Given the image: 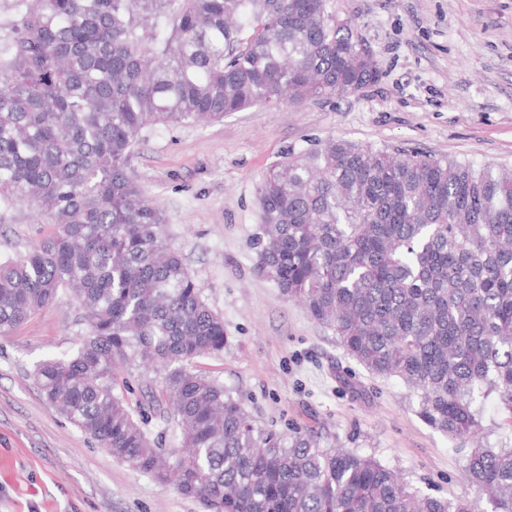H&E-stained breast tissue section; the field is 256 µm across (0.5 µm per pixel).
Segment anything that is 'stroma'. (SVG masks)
Masks as SVG:
<instances>
[{
	"label": "stroma",
	"instance_id": "stroma-1",
	"mask_svg": "<svg viewBox=\"0 0 512 512\" xmlns=\"http://www.w3.org/2000/svg\"><path fill=\"white\" fill-rule=\"evenodd\" d=\"M329 10L372 51L377 82L206 125L143 130L129 172L224 317V352L199 359L200 370L264 428L311 430L375 456L422 492L471 498L461 441L425 424L403 383L369 374L260 274L258 189L288 154L330 139L512 169V0H329ZM53 230L28 209L5 214L0 258ZM77 317L65 295L0 335V512H206L114 458L46 401L36 369L76 351Z\"/></svg>",
	"mask_w": 512,
	"mask_h": 512
}]
</instances>
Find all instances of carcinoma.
<instances>
[{
    "instance_id": "carcinoma-1",
    "label": "carcinoma",
    "mask_w": 512,
    "mask_h": 512,
    "mask_svg": "<svg viewBox=\"0 0 512 512\" xmlns=\"http://www.w3.org/2000/svg\"><path fill=\"white\" fill-rule=\"evenodd\" d=\"M329 0H0V210L54 232L0 260V335L61 294L84 326L43 362L49 404L133 469L208 512H512V177L344 140L263 175L259 271L371 374L399 379L431 427L472 445L479 493H421L372 455L255 424L196 369L224 352L165 217L128 173L138 134L374 82ZM145 368L160 381L134 375ZM179 435L165 448L148 426ZM485 425L487 426V440L489 444L495 445L503 435H509L510 432L497 428L499 423H503V416L499 412L494 400H488L484 406Z\"/></svg>"
}]
</instances>
